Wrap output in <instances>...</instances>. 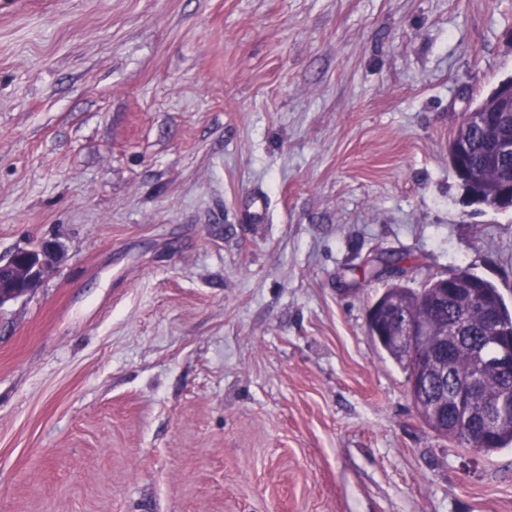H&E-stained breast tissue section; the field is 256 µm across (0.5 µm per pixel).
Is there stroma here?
Segmentation results:
<instances>
[{"label":"stroma","instance_id":"stroma-1","mask_svg":"<svg viewBox=\"0 0 512 512\" xmlns=\"http://www.w3.org/2000/svg\"><path fill=\"white\" fill-rule=\"evenodd\" d=\"M512 0H0V512H512V448L418 417L370 335L512 210L448 163ZM58 254L57 243L43 240L35 247L18 249L7 262H0V306L35 290Z\"/></svg>","mask_w":512,"mask_h":512}]
</instances>
